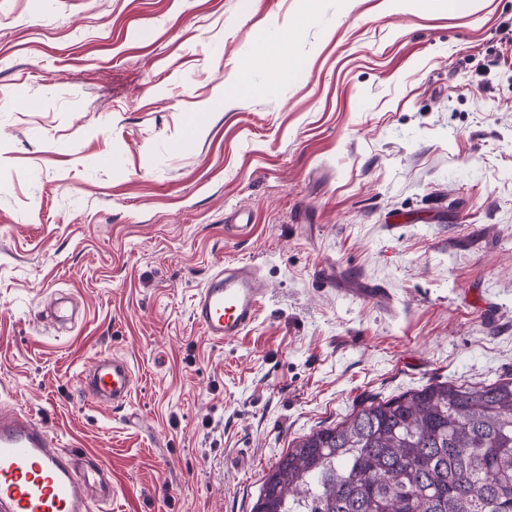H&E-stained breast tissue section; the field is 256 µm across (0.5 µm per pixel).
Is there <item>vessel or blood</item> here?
I'll use <instances>...</instances> for the list:
<instances>
[{"label":"vessel or blood","mask_w":512,"mask_h":512,"mask_svg":"<svg viewBox=\"0 0 512 512\" xmlns=\"http://www.w3.org/2000/svg\"><path fill=\"white\" fill-rule=\"evenodd\" d=\"M264 290L251 264L214 272L193 302V317L212 340L242 335L255 321ZM132 370L119 357L94 361L80 390L95 405L119 408L132 392ZM112 501V470L96 453L58 448L48 429L0 406V512H92Z\"/></svg>","instance_id":"obj_1"}]
</instances>
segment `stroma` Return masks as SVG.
I'll list each match as a JSON object with an SVG mask.
<instances>
[{
    "label": "stroma",
    "mask_w": 512,
    "mask_h": 512,
    "mask_svg": "<svg viewBox=\"0 0 512 512\" xmlns=\"http://www.w3.org/2000/svg\"><path fill=\"white\" fill-rule=\"evenodd\" d=\"M31 4L0 0V405L102 455L93 512H252L360 405L512 373V0ZM239 263L265 297L216 342L193 299ZM100 355L125 408L80 392ZM132 384V370L126 360L101 356L81 378L80 390L92 404L119 408L129 401Z\"/></svg>",
    "instance_id": "obj_1"
}]
</instances>
